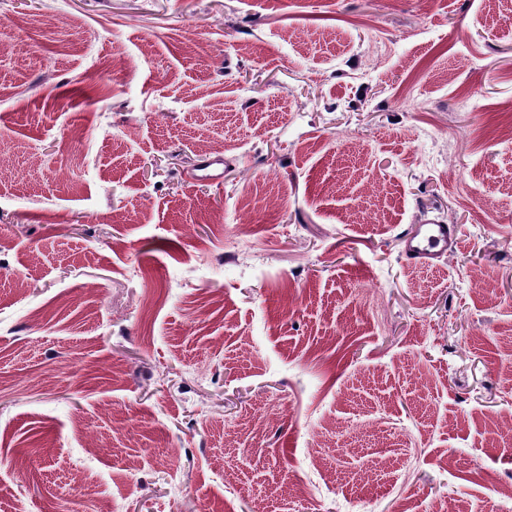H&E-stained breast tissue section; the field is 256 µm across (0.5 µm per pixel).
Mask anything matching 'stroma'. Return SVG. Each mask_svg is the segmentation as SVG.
<instances>
[{
    "mask_svg": "<svg viewBox=\"0 0 512 512\" xmlns=\"http://www.w3.org/2000/svg\"><path fill=\"white\" fill-rule=\"evenodd\" d=\"M511 127L512 0H0V512H512ZM420 224L417 231L407 239L405 260L412 265L427 264L457 240V226L443 221Z\"/></svg>",
    "mask_w": 512,
    "mask_h": 512,
    "instance_id": "35a3bbf8",
    "label": "stroma"
}]
</instances>
